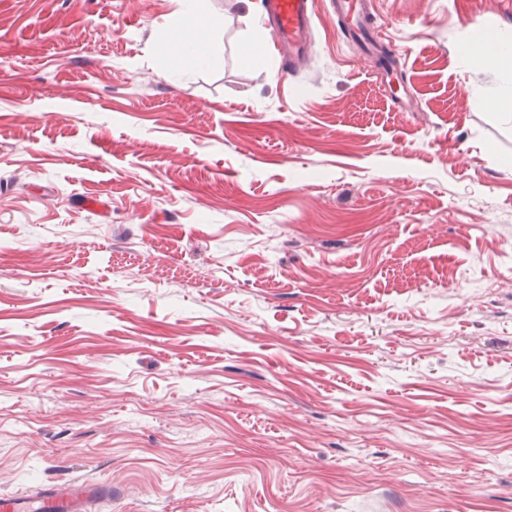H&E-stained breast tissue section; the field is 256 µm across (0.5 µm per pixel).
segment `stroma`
<instances>
[{
    "label": "stroma",
    "instance_id": "obj_1",
    "mask_svg": "<svg viewBox=\"0 0 512 512\" xmlns=\"http://www.w3.org/2000/svg\"><path fill=\"white\" fill-rule=\"evenodd\" d=\"M376 2L386 87L323 12L286 79L259 0L206 68L178 0H0V493L512 512V0ZM183 32L185 35L179 42V55L189 56L199 66L211 65L217 58L216 46L198 39L189 29Z\"/></svg>",
    "mask_w": 512,
    "mask_h": 512
}]
</instances>
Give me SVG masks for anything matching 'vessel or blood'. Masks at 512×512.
Segmentation results:
<instances>
[{"label": "vessel or blood", "instance_id": "obj_1", "mask_svg": "<svg viewBox=\"0 0 512 512\" xmlns=\"http://www.w3.org/2000/svg\"><path fill=\"white\" fill-rule=\"evenodd\" d=\"M336 18V28L350 43L358 44L373 61L396 55L379 30L371 0H260L274 32L283 73L292 76L312 43L318 4ZM112 502L111 484L95 479L47 482L34 492L0 494V512H99Z\"/></svg>", "mask_w": 512, "mask_h": 512}]
</instances>
